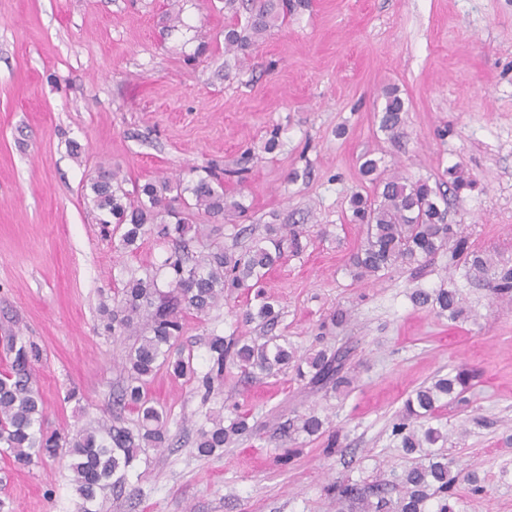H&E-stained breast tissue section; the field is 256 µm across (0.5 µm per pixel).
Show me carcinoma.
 Listing matches in <instances>:
<instances>
[{
	"label": "carcinoma",
	"instance_id": "carcinoma-1",
	"mask_svg": "<svg viewBox=\"0 0 512 512\" xmlns=\"http://www.w3.org/2000/svg\"><path fill=\"white\" fill-rule=\"evenodd\" d=\"M236 0H224L231 13L224 26V69L238 70L248 51L268 31L281 26L296 7L295 0H249L247 16L238 17ZM385 105L379 128L391 139L403 134L405 102L398 91L384 93ZM378 160L365 158L364 176L374 185L373 193L353 194L349 199L352 221L365 227L360 246L351 257L353 277L377 279L402 265L422 268L448 244H453L452 257H464V277L478 281L497 298L512 296V267L508 261L493 259L486 253L469 251L466 238L457 235L446 223V209L440 189L429 180L415 182L400 175L385 178L378 173ZM123 178L112 169L99 171L90 184L97 209L109 216L101 220L103 232L109 224L121 230L120 245L128 248L148 233L158 241L170 242L173 248L163 264L143 275L131 274L122 289V298L113 305H101L106 319L104 329L123 336L138 326L146 334L139 337L125 355L126 385L121 400L137 410V431L125 427L114 418L98 428L71 436L61 430L45 427V405L33 387L32 376L40 350L23 336L7 337L9 365L0 373V453L18 465L28 466L36 460L54 458L68 449L72 462V482L82 500L81 512H98V495L110 488L120 493L132 486L140 455L145 448L169 445L167 412L148 393L150 379L161 369L180 379L197 383L202 401L210 399L215 384L224 380V370L232 365L251 377L255 371L273 375L288 368L300 380L317 386L332 385L340 390L349 385L342 375L346 353L326 349H310L301 354L277 336H222L213 332L204 338L208 370L200 375L194 366V355L176 347L183 332L184 316L193 313L202 318L219 307L224 298L238 290L254 291L257 308L247 307L241 321L274 325L278 312L263 291L271 270L284 257L283 243L301 250V231L293 225L268 224L265 236L242 252L217 250L199 259L189 254V243L202 237V229H192L195 216L224 217L230 210L242 216L246 208L224 197V186L211 176L200 177L192 186L182 189L166 177H157L135 187L131 192L122 187ZM411 301L420 307H432L440 316L457 320L466 314L464 298L456 289H416ZM474 375L460 368L455 375L435 376L409 395L403 409L395 416L392 435L408 454L421 461L396 477L392 490L396 498L385 496L377 487L366 493L355 483L342 481L334 485L338 512L345 507L359 512H455L454 486L444 450L432 446L445 441L444 434L433 427L419 430L414 422L433 416L445 399L466 403ZM325 421L315 413L299 417L294 431L308 436L326 434ZM250 430L247 418L238 415L229 423L224 416L212 412L197 431L195 448L201 456H210L227 447ZM328 435V434H326ZM337 437L328 435L326 449L335 447Z\"/></svg>",
	"mask_w": 512,
	"mask_h": 512
}]
</instances>
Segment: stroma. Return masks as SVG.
<instances>
[{
	"instance_id": "obj_1",
	"label": "stroma",
	"mask_w": 512,
	"mask_h": 512,
	"mask_svg": "<svg viewBox=\"0 0 512 512\" xmlns=\"http://www.w3.org/2000/svg\"><path fill=\"white\" fill-rule=\"evenodd\" d=\"M0 0V337L35 341L34 385L48 426L77 432L120 412L122 357L132 336L105 332L101 302L130 273L158 267L165 246L145 237L121 250L101 236L87 184L119 169L125 189L159 175L190 180L210 164L255 158L228 196L249 206L240 224L204 221L205 249L241 250L268 224H295L304 249L267 277L281 316L275 335L301 350H348L353 380L338 394L293 373L246 379L230 369L209 402L192 381L158 372L150 395L170 411V445L148 449L132 488L101 512H336L335 482L391 481L408 467L392 434L407 395L434 376L476 374L468 404L436 423L457 475V512H512V299L467 281L450 252L421 271L398 267L354 281L363 233L349 197L369 194L364 154L386 173L439 180L448 223L472 250L512 259V0H302L260 40L243 70L224 71V0ZM405 100L399 138L379 128L386 89ZM281 145L265 153L272 127ZM475 185L454 191L451 174ZM456 288L467 318L413 306L414 289ZM246 294L199 319L179 343L206 372L202 336L256 335L237 315ZM345 327L320 322L336 310ZM239 406L253 434L209 457L193 445L205 414ZM327 417L338 446L289 432L296 416ZM288 464H281L285 452ZM69 456L25 468L0 455L9 512H79ZM477 472L485 490L468 482Z\"/></svg>"
}]
</instances>
